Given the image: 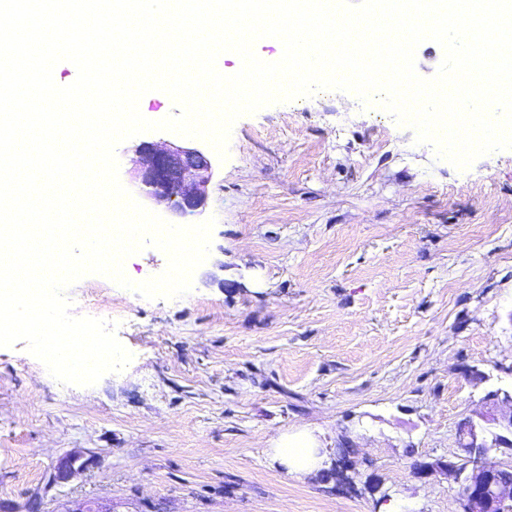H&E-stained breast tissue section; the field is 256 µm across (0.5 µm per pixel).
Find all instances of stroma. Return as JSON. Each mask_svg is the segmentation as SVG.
<instances>
[{
    "mask_svg": "<svg viewBox=\"0 0 512 512\" xmlns=\"http://www.w3.org/2000/svg\"><path fill=\"white\" fill-rule=\"evenodd\" d=\"M379 95L335 90L233 125L200 211L191 291L147 299L88 275L76 316H113L129 364L64 385L0 347V512H461L451 458L488 390L512 387V149L466 169L397 124ZM116 149L137 193L136 148ZM487 380L473 385L470 371ZM310 429L323 468L288 473L278 438ZM348 451L350 484L331 475ZM90 458L63 474L72 453Z\"/></svg>",
    "mask_w": 512,
    "mask_h": 512,
    "instance_id": "1",
    "label": "stroma"
}]
</instances>
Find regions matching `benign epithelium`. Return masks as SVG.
<instances>
[{"label": "benign epithelium", "mask_w": 512, "mask_h": 512, "mask_svg": "<svg viewBox=\"0 0 512 512\" xmlns=\"http://www.w3.org/2000/svg\"><path fill=\"white\" fill-rule=\"evenodd\" d=\"M136 153L137 178L149 201L181 214L205 205L212 165L203 151L188 143L144 141ZM498 454L512 455V390L487 391L482 409L466 419L456 459L418 462L414 475L453 477L461 485L462 512H512V482L493 461Z\"/></svg>", "instance_id": "obj_1"}]
</instances>
